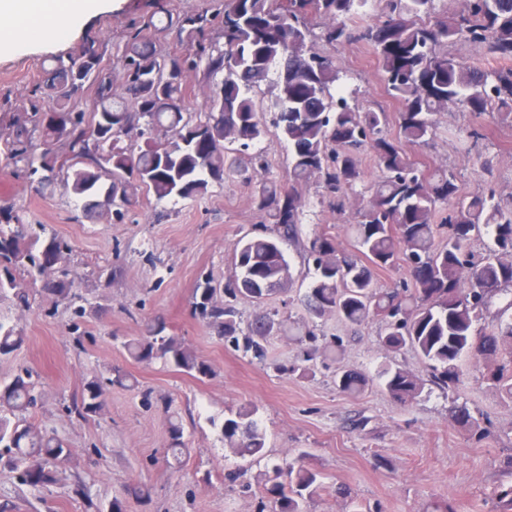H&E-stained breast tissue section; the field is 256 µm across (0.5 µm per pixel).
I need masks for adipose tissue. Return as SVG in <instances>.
<instances>
[{"instance_id":"1","label":"adipose tissue","mask_w":512,"mask_h":512,"mask_svg":"<svg viewBox=\"0 0 512 512\" xmlns=\"http://www.w3.org/2000/svg\"><path fill=\"white\" fill-rule=\"evenodd\" d=\"M102 0H0V46L59 40Z\"/></svg>"}]
</instances>
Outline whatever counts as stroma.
Listing matches in <instances>:
<instances>
[{
    "label": "stroma",
    "instance_id": "1",
    "mask_svg": "<svg viewBox=\"0 0 512 512\" xmlns=\"http://www.w3.org/2000/svg\"><path fill=\"white\" fill-rule=\"evenodd\" d=\"M137 2L112 0L60 41L0 50V106L20 104L41 82L49 59L73 51L83 38L111 47L119 43ZM335 58L354 104L396 115L398 105L387 95L367 49L340 47ZM438 121L433 142L409 148L411 159L427 169L452 172L470 192L483 180L478 160L486 158L497 198L512 203V127L483 117L490 142L475 155L455 138L471 124L469 113L452 109L440 113ZM303 196L302 238L325 230L339 249L352 251L363 196H353L337 211L322 203L313 180ZM1 201L15 203L25 223L44 225L45 237L68 244L66 268L80 283L78 304L85 310L82 318L72 319L37 285L30 290L29 307L0 300V318L18 324L25 336L17 355L0 358V380L29 370L40 391L29 421L54 430L72 450L57 483L40 490L0 470V502L14 504V512H106L116 498L126 512H259L253 490L264 481L265 463L235 456L216 428L250 403L259 408L271 460L304 450L307 465L322 473L325 489L309 512H427L442 500L456 512H490L503 461L512 455V403L500 398L471 361H464L460 383L443 390L427 383L426 365L413 351L403 350L392 358L425 379L421 396L403 404L376 384L347 395L335 384L337 369L369 372L389 358L377 342L378 321L354 331L330 318L320 332L335 339L334 353L323 355L308 336L282 335L268 341L259 360L219 339L194 316L191 299L199 279L225 282L241 238L263 230L251 189L238 179L225 178L205 195L176 204L142 197L121 221L108 212L89 220L73 198L37 192L7 170H0ZM283 250L294 281L265 307L279 318L299 321L308 282L298 246L287 243ZM156 318L165 322L167 335L180 338L210 364L209 377L198 379L159 361L139 363L128 356L124 342ZM304 366L311 369L305 376L300 373ZM113 368L129 373L134 387L107 389L100 415L68 413L85 382ZM458 406L486 427L485 435L454 422ZM172 410L181 414L190 439V452L178 469L170 467L165 453ZM242 469L252 491L227 479ZM340 486L347 495L337 494Z\"/></svg>",
    "mask_w": 512,
    "mask_h": 512
}]
</instances>
